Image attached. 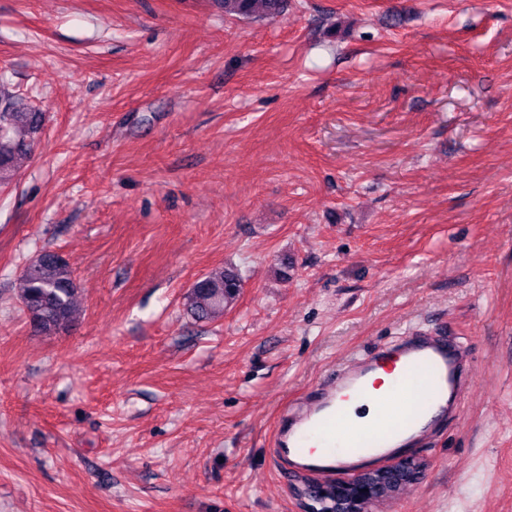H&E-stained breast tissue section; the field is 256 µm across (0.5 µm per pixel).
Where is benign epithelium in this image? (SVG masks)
<instances>
[{
	"mask_svg": "<svg viewBox=\"0 0 512 512\" xmlns=\"http://www.w3.org/2000/svg\"><path fill=\"white\" fill-rule=\"evenodd\" d=\"M423 469L421 461L405 458L384 468L365 471L349 482L312 483L305 492L312 501L310 512H372V506L383 498L382 486H390L395 494L415 484Z\"/></svg>",
	"mask_w": 512,
	"mask_h": 512,
	"instance_id": "obj_1",
	"label": "benign epithelium"
}]
</instances>
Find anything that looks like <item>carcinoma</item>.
<instances>
[{"mask_svg": "<svg viewBox=\"0 0 512 512\" xmlns=\"http://www.w3.org/2000/svg\"><path fill=\"white\" fill-rule=\"evenodd\" d=\"M224 15L243 19H273L287 0H221ZM43 127V113L18 112L9 95L0 96V182L9 178L15 159L27 153ZM20 303L31 329L50 335L75 319L78 285L66 259L54 251L42 252L20 273ZM243 288L241 275L216 269L195 281L187 295L188 310L199 321L224 317Z\"/></svg>", "mask_w": 512, "mask_h": 512, "instance_id": "obj_1", "label": "carcinoma"}]
</instances>
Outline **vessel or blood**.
Wrapping results in <instances>:
<instances>
[{
	"instance_id": "1",
	"label": "vessel or blood",
	"mask_w": 512,
	"mask_h": 512,
	"mask_svg": "<svg viewBox=\"0 0 512 512\" xmlns=\"http://www.w3.org/2000/svg\"><path fill=\"white\" fill-rule=\"evenodd\" d=\"M395 373L375 422L353 425L345 398H370L367 380L383 364ZM467 381L458 350L444 340H405L389 357H354L336 375L319 383L318 399L292 419L281 418L273 439L278 461L287 469L326 481L354 478L373 460L423 441L438 417L455 413Z\"/></svg>"
}]
</instances>
